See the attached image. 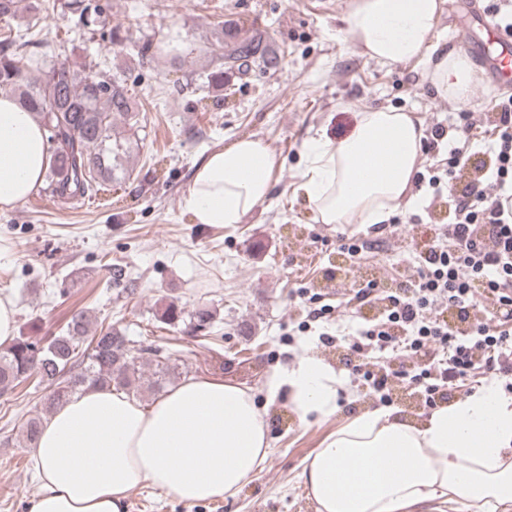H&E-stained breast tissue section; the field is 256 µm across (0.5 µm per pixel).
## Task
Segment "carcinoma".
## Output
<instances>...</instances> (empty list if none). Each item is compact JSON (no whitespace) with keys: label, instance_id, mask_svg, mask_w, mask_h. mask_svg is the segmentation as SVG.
<instances>
[{"label":"carcinoma","instance_id":"cac0c4a2","mask_svg":"<svg viewBox=\"0 0 512 512\" xmlns=\"http://www.w3.org/2000/svg\"><path fill=\"white\" fill-rule=\"evenodd\" d=\"M28 11L38 16L49 11H67L76 24L89 32L108 30L109 49L133 40L127 29L110 26L107 15L93 0H27ZM224 44L222 67L242 66L260 59L269 68L278 57L262 42L234 26L216 32ZM18 93L20 105L40 122L51 153L46 190L68 204L92 196L105 181L128 178L125 159L140 141V110L123 79L86 73L85 65L64 61L46 66L34 54L24 57L15 38L0 39V89ZM162 319L174 329L188 331L211 326L212 315L201 308L191 314L172 301ZM85 311L73 315L67 329L40 345L19 337L0 349V397L12 394L32 375L50 388L44 412L64 404L87 386L111 387L127 394L142 389L160 390L170 381V353L161 346H136L125 331L112 325L90 337Z\"/></svg>","mask_w":512,"mask_h":512}]
</instances>
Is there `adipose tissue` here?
Segmentation results:
<instances>
[{
    "instance_id": "1",
    "label": "adipose tissue",
    "mask_w": 512,
    "mask_h": 512,
    "mask_svg": "<svg viewBox=\"0 0 512 512\" xmlns=\"http://www.w3.org/2000/svg\"><path fill=\"white\" fill-rule=\"evenodd\" d=\"M445 0H350L345 32L382 66L417 62L436 95L465 102L477 79L467 57L432 54ZM423 124L390 107L357 112L335 139L316 131L302 148L297 190L323 224H378L412 201L424 161ZM37 118L0 94V209L36 193L50 166ZM278 156L250 136L210 153L182 207L199 224H239L271 196ZM344 381L303 353L276 369L270 397L300 419L338 409ZM269 453L268 424L250 387L195 377L150 405L108 388L73 396L41 425L31 450L39 491L30 512H128L132 491L158 489L193 505L235 495ZM316 512H406L426 502L451 512L512 505V398L488 381L414 424L368 410L337 426L303 469Z\"/></svg>"
}]
</instances>
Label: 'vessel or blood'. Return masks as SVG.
<instances>
[{
    "mask_svg": "<svg viewBox=\"0 0 512 512\" xmlns=\"http://www.w3.org/2000/svg\"><path fill=\"white\" fill-rule=\"evenodd\" d=\"M459 44L488 69L491 89H512V37L497 24L482 22L480 33L464 34Z\"/></svg>",
    "mask_w": 512,
    "mask_h": 512,
    "instance_id": "vessel-or-blood-1",
    "label": "vessel or blood"
}]
</instances>
